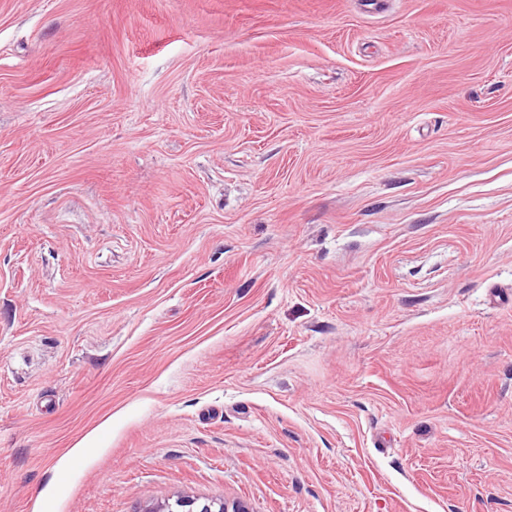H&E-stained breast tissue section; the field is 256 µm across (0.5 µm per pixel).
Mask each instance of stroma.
<instances>
[{
	"instance_id": "35a3bbf8",
	"label": "stroma",
	"mask_w": 512,
	"mask_h": 512,
	"mask_svg": "<svg viewBox=\"0 0 512 512\" xmlns=\"http://www.w3.org/2000/svg\"><path fill=\"white\" fill-rule=\"evenodd\" d=\"M512 512V0H0V512ZM194 499H177L176 505L180 512H249L241 502H233L231 505L226 502H208L196 505Z\"/></svg>"
}]
</instances>
